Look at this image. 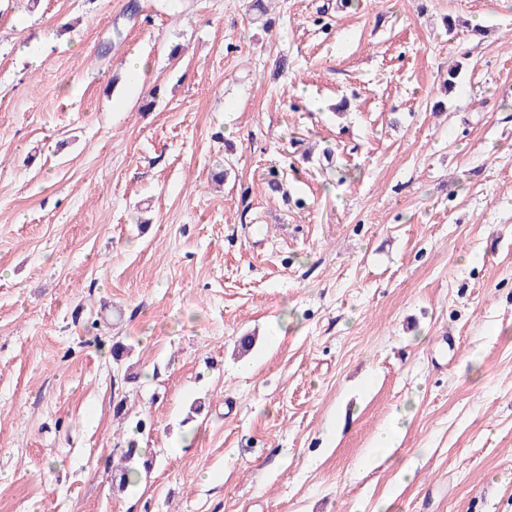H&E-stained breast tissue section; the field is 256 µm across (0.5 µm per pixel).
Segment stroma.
Wrapping results in <instances>:
<instances>
[{
    "instance_id": "1",
    "label": "stroma",
    "mask_w": 512,
    "mask_h": 512,
    "mask_svg": "<svg viewBox=\"0 0 512 512\" xmlns=\"http://www.w3.org/2000/svg\"><path fill=\"white\" fill-rule=\"evenodd\" d=\"M0 512H512V0H0ZM125 466L117 474L118 485L122 489L134 486L139 477L141 469L148 471L153 466V458L146 457L135 441H130L126 448H121Z\"/></svg>"
}]
</instances>
